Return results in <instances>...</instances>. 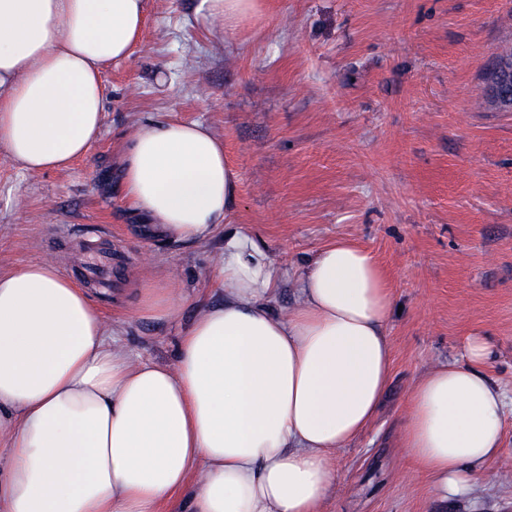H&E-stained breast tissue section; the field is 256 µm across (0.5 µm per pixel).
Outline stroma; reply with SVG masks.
Here are the masks:
<instances>
[{
	"instance_id": "35a3bbf8",
	"label": "stroma",
	"mask_w": 512,
	"mask_h": 512,
	"mask_svg": "<svg viewBox=\"0 0 512 512\" xmlns=\"http://www.w3.org/2000/svg\"><path fill=\"white\" fill-rule=\"evenodd\" d=\"M199 0H146L141 42L102 76L99 138L59 170L26 172L0 145V272L35 260L78 272L108 244L110 289L89 294L135 362L173 363L179 337L220 299L228 232L261 237L284 269L346 238L386 269L391 380L368 428L334 453L343 475L321 512H512V408L492 476L437 498L401 446L409 394L486 335L489 377L512 397V112L487 78L512 48V0H264L229 33ZM207 126L238 192L203 245L161 238L127 205L123 152L145 121ZM168 282L175 312L137 314L143 281Z\"/></svg>"
}]
</instances>
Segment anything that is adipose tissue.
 <instances>
[{
	"label": "adipose tissue",
	"instance_id": "1",
	"mask_svg": "<svg viewBox=\"0 0 512 512\" xmlns=\"http://www.w3.org/2000/svg\"><path fill=\"white\" fill-rule=\"evenodd\" d=\"M146 0H0V144L30 172L83 157L102 122L104 66L127 59ZM234 32L261 0H200ZM238 176L198 122H144L122 192L168 239L204 244L226 223ZM299 303H270L282 273L266 246L224 236L221 302L183 330L173 364L113 348L79 282L47 260L0 273V512H320L331 453L376 415L392 374L393 296L373 255L343 238L292 271ZM472 335L465 363L409 395L402 441L440 498L489 479L506 397Z\"/></svg>",
	"mask_w": 512,
	"mask_h": 512
}]
</instances>
